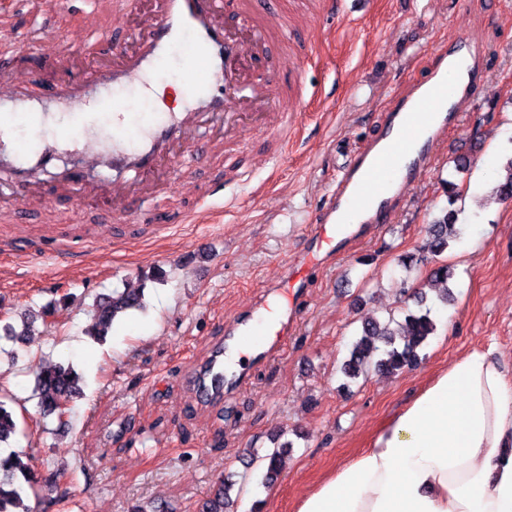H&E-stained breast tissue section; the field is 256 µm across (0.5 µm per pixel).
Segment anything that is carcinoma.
Listing matches in <instances>:
<instances>
[{
	"mask_svg": "<svg viewBox=\"0 0 512 512\" xmlns=\"http://www.w3.org/2000/svg\"><path fill=\"white\" fill-rule=\"evenodd\" d=\"M505 177L496 187L495 195L501 200L512 199V158L504 165ZM458 213L447 211L441 217L429 222L422 243L414 250L399 256L398 265L407 271L420 268L428 261L441 256L450 242L459 239ZM448 265L437 262L426 274L421 288L438 292V299L448 302ZM143 291L131 292L127 289L112 290V295L99 300L94 314V323L89 335L102 341L111 331L116 319L130 311L143 308ZM427 295L417 300L419 310H405L403 321L393 317L381 322L372 319L364 323L360 336L352 343L348 356L340 371L349 380L367 376L376 371L388 376H397L418 365L420 350L429 336L436 331V322L431 308L426 306ZM51 310L29 311L22 316L21 329L10 325L4 328L0 338L25 345L29 343L31 329L36 322L47 325ZM83 377L70 364H49L40 368L35 379L34 391L37 395V407L41 418L61 417L70 409L71 403L83 395ZM11 396H0V445L7 444L23 434L19 429L17 416ZM285 449H275L265 456L267 461L265 481L271 482L278 477L283 465ZM34 456V451H10L0 453V512H33L24 505L26 489L34 488L40 482L35 466L25 462ZM235 482L231 477L219 480L213 485L210 495L202 502L198 512H226L233 504L231 491Z\"/></svg>",
	"mask_w": 512,
	"mask_h": 512,
	"instance_id": "carcinoma-1",
	"label": "carcinoma"
}]
</instances>
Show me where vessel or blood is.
<instances>
[{"instance_id": "vessel-or-blood-1", "label": "vessel or blood", "mask_w": 512, "mask_h": 512, "mask_svg": "<svg viewBox=\"0 0 512 512\" xmlns=\"http://www.w3.org/2000/svg\"><path fill=\"white\" fill-rule=\"evenodd\" d=\"M83 2V39L98 46L103 59L82 81L46 86L0 57V182L12 189L9 211L90 197L110 205L117 223L138 224L140 202L166 201L174 182L193 169L198 152L221 155L252 129L275 132L292 124V115L278 109L283 92L278 73L284 63L278 45L287 36L278 0L229 5L224 0H150L149 12L133 27L128 21L136 0H112L106 12L101 0ZM228 11L235 17L229 25L224 22ZM188 33L196 50L181 59L180 81L195 85L203 73L205 86L180 112H160L144 121L127 111L122 90L142 85ZM22 50L45 63L61 53L50 32L40 27L24 34ZM485 72L480 43L467 35L432 58L423 83L396 96L378 134L338 177L321 222L306 227L309 246L290 262L281 282L289 290L286 305L253 303L191 376L199 403L223 400L244 378L245 367H227L228 347L245 350L250 360L277 348L298 316L295 284L320 251H335L337 238L347 236L356 215L369 224L391 222L395 199L426 175L435 144L479 98ZM101 91L113 96L111 112L94 109ZM18 109L27 113L34 131L57 111L67 114L69 127L39 148L22 151L10 134ZM64 156L78 159L79 175L57 173Z\"/></svg>"}]
</instances>
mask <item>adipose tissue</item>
Segmentation results:
<instances>
[{
    "label": "adipose tissue",
    "mask_w": 512,
    "mask_h": 512,
    "mask_svg": "<svg viewBox=\"0 0 512 512\" xmlns=\"http://www.w3.org/2000/svg\"><path fill=\"white\" fill-rule=\"evenodd\" d=\"M296 512H512V372L462 354Z\"/></svg>",
    "instance_id": "ef3b65f1"
}]
</instances>
